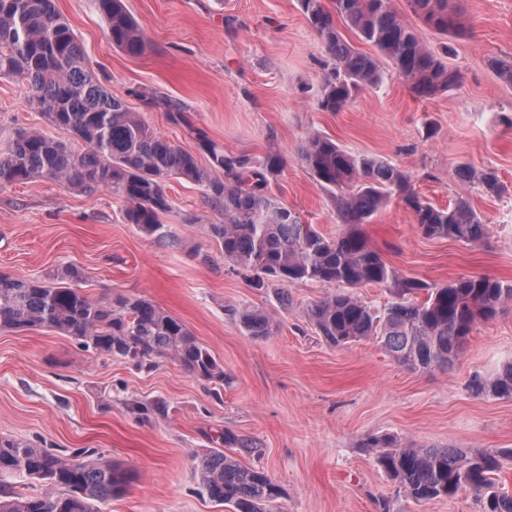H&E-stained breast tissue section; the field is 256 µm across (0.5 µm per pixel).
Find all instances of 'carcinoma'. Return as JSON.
Wrapping results in <instances>:
<instances>
[{"label":"carcinoma","mask_w":512,"mask_h":512,"mask_svg":"<svg viewBox=\"0 0 512 512\" xmlns=\"http://www.w3.org/2000/svg\"><path fill=\"white\" fill-rule=\"evenodd\" d=\"M297 2L328 57L319 110L342 111L358 93L380 84L387 66L419 99L455 87L458 73L448 65L452 47L445 43L435 50L423 43L390 0H332L331 9L323 0ZM93 3L114 46L131 55L145 50L143 32L124 0ZM410 5L425 25L441 34L466 33L458 0H410ZM343 27L371 44L376 54L359 50ZM0 77L25 82L29 104L49 125L68 131L84 145L76 151L37 129H17L6 151L0 152V188L35 179L88 194L105 187L123 199L129 223L162 238L169 235L160 221L171 209L167 181L197 185L221 216L206 225L209 239L225 258L252 273L254 287H264L267 280H310L341 288L307 310L318 336L334 347L374 338L411 368L447 366L462 351L474 325L495 317L512 300V283L488 276L465 275L442 284L406 276L385 262L362 230L398 196L424 235L476 244L489 226L467 199L436 207L422 199L390 161L352 154L314 133L299 156L333 199L342 230L326 236L302 223L273 193L271 183L284 165L280 154L270 152L254 161L224 151L193 123L180 102L170 98L163 99L169 121L186 130L208 164L151 130L139 113L101 84L54 0H0ZM461 179L477 180L490 195L501 191L491 169L476 174L465 166ZM82 282L74 266L65 267L53 283L0 273V330L48 328L72 338L84 352L140 367L153 356L167 358L195 377L224 381L223 366L182 321L140 296L119 294L107 301L93 297L82 290ZM363 285L386 289L392 301L381 310L372 308L354 292ZM422 293L420 301L417 295ZM230 315L255 339L273 333L271 318L259 309H237ZM469 389L477 395L512 398V361L492 377H473ZM124 407L137 416L165 411L160 402L136 399ZM365 447L375 450L387 476L418 502L470 489L478 512H512V494L495 490L499 451L393 448L381 438L368 439ZM192 468L201 491L229 506L230 512H280L278 502L285 491L264 470L245 466L219 449L193 456ZM13 476L35 481L40 489L17 491L6 481ZM0 477V512H102L130 482L127 470L93 459L85 450L61 455L2 437Z\"/></svg>","instance_id":"carcinoma-1"}]
</instances>
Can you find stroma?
Instances as JSON below:
<instances>
[{"label": "stroma", "mask_w": 512, "mask_h": 512, "mask_svg": "<svg viewBox=\"0 0 512 512\" xmlns=\"http://www.w3.org/2000/svg\"><path fill=\"white\" fill-rule=\"evenodd\" d=\"M424 43L449 44L457 85L428 100L386 75L339 112L316 105L326 55L297 0H125L147 41L142 54L116 48L92 0H55L112 96L164 138L191 146L163 105L181 100L225 151L284 156L272 191L325 235L340 226L328 193L298 149L314 132L354 154L398 166L421 197L444 207L467 197L489 227L474 245L422 234L392 199L362 230L383 259L429 283L463 275L512 282V84L490 68L512 57V0H463L464 37L425 25L408 0H391ZM19 127L68 140L27 102L22 82L0 78V149ZM494 170L498 195L461 182L460 165ZM166 238L125 218L107 189L78 193L46 179L0 188V272L49 278L72 265L94 297L139 295L182 321L224 367L223 385L169 359L153 367L80 351L48 329L0 332V437L67 454L87 449L132 479L106 512H224L202 495L191 457L212 448L264 469L287 491L283 512H476L470 491L429 503L408 498L364 449L367 438L399 446L453 445L503 452L500 490L512 494V399L468 388L512 359V301L478 322L452 367L412 369L377 341H320L307 310L330 285L307 281L253 287L204 231L214 213L193 184L172 179ZM267 312L274 331L256 340L229 314ZM162 401L164 414L138 418L126 400Z\"/></svg>", "instance_id": "stroma-1"}]
</instances>
